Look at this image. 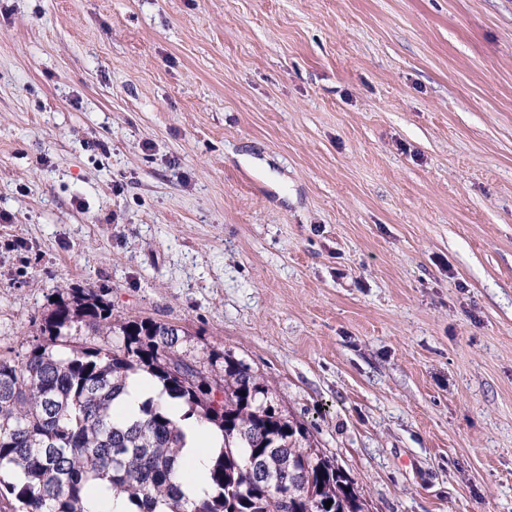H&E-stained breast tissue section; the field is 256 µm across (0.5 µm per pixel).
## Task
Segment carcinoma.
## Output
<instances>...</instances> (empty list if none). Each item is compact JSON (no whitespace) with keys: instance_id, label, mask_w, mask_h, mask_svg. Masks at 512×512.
<instances>
[{"instance_id":"carcinoma-1","label":"carcinoma","mask_w":512,"mask_h":512,"mask_svg":"<svg viewBox=\"0 0 512 512\" xmlns=\"http://www.w3.org/2000/svg\"><path fill=\"white\" fill-rule=\"evenodd\" d=\"M118 332L115 345L77 346L72 332ZM42 340L23 362L0 356V485L17 512H366L365 498L308 429L283 414L264 380L224 357V399L214 405L201 361L180 351L179 329L120 320L91 289L56 302ZM152 395L120 406L131 382ZM173 404L186 407L175 416ZM218 429L202 496L177 482L185 433L179 420ZM332 504H327V501Z\"/></svg>"}]
</instances>
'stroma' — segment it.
<instances>
[{
  "label": "stroma",
  "instance_id": "obj_1",
  "mask_svg": "<svg viewBox=\"0 0 512 512\" xmlns=\"http://www.w3.org/2000/svg\"><path fill=\"white\" fill-rule=\"evenodd\" d=\"M66 288L367 512H512V0H0V355Z\"/></svg>",
  "mask_w": 512,
  "mask_h": 512
}]
</instances>
